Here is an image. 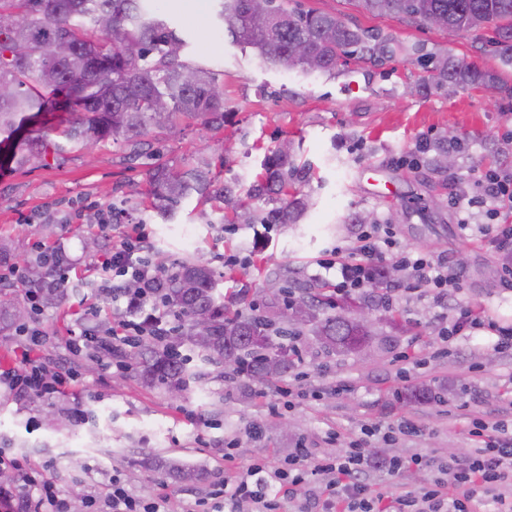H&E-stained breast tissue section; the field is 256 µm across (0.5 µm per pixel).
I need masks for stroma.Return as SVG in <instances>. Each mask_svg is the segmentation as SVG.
Wrapping results in <instances>:
<instances>
[{"label":"stroma","mask_w":512,"mask_h":512,"mask_svg":"<svg viewBox=\"0 0 512 512\" xmlns=\"http://www.w3.org/2000/svg\"><path fill=\"white\" fill-rule=\"evenodd\" d=\"M155 2L188 40V59L217 73L224 127L190 122L175 139L149 132L146 150L134 158L126 146L105 142L90 154L72 150L21 171L1 169L0 241L16 259L35 256L41 242L63 248L80 271L142 224L156 244L153 264L169 269L205 259L218 277L217 293L262 304L285 285L335 280L318 259L351 247L359 218L382 223L394 213L402 246L452 261L464 257L457 303L512 318V290L501 283L498 255L460 230L464 221L487 223L485 208L462 211L452 203L456 196L479 198L485 172L512 171V102L474 86L406 94L424 72L401 54L376 67L352 60L331 75L273 68L214 28L213 0ZM301 3L336 13L349 25L381 30L403 45L422 43L500 70L470 35L367 15L350 0ZM500 72L512 85V72ZM451 129L461 145L452 167L415 160L420 144L436 150ZM284 138L294 142L295 162L305 172L296 191L310 200L299 223L230 224L198 195L182 201L174 222L163 223L153 211L147 174L157 165L204 159L218 182L237 181L244 191L260 175L267 150ZM404 277L399 271L391 278L390 308L379 307L372 290L360 294L381 321L373 347L336 353L307 331L296 339L303 354L299 371L264 383L195 359L192 369H205L207 376L178 398L146 383L111 337L100 336L96 359L73 355L70 332L93 331L116 318L139 322L147 312H130L124 302L84 284L69 289L62 303L30 310L26 324L41 335L37 363L44 373L74 369L77 384L62 396L27 399L0 385V459L13 462L14 478L47 466L69 512H86L87 497L104 496L116 475L144 500L165 489L168 512L193 506L211 512L206 498L213 483L234 476L224 465L230 440L239 467L261 460L276 468L287 466L300 448L314 459L345 457L360 438L369 462L366 480L385 496L415 492L436 479L452 484L444 466L475 450L468 434L472 418L487 421L494 436L512 435V412L504 409L512 400V353L494 350L492 337L479 334L458 337L451 354L436 355L441 309L430 293L401 289ZM294 385L300 396L271 414L268 403L278 388ZM418 387L442 391L443 402L403 401ZM408 419L417 433L398 434ZM414 456L424 457L425 466L389 471V459ZM177 464L196 468L198 479L182 482L173 470Z\"/></svg>","instance_id":"stroma-1"}]
</instances>
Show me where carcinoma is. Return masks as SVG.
<instances>
[{
  "label": "carcinoma",
  "instance_id": "carcinoma-1",
  "mask_svg": "<svg viewBox=\"0 0 512 512\" xmlns=\"http://www.w3.org/2000/svg\"><path fill=\"white\" fill-rule=\"evenodd\" d=\"M147 0H0V165L15 170L43 163L68 149L90 150L112 140L135 154L141 137L155 130L178 132L183 118L198 119L212 129L224 126V92L213 69L184 59L189 43L162 19L152 16ZM215 23L240 44L257 51L267 64L286 70L330 73L352 58L380 65L398 52L430 73L416 85L456 90L482 86L512 98V86L474 62L429 51L423 45L401 46L377 29L350 26L337 15L294 7L290 0H266L267 18H253L252 0H215ZM371 16L397 15L427 25L430 18L453 33L492 28L491 52L503 69L512 68V0H351ZM301 45L305 53L294 54ZM261 178L250 185L255 198H277L280 206L256 217L238 194L237 184L214 187L209 165L188 169L154 168L149 198L164 220L174 217L182 200L199 193L213 197L242 224H296L308 209L306 199L290 192L298 167L288 145L271 151ZM28 284L39 300L59 304L66 289L49 279L44 262L26 264ZM284 302L268 304L271 313L230 311L215 296L214 272L200 260H188L167 274L155 292L156 304L180 318L177 336L162 343L144 336L138 343L140 367L147 382L168 390H185L187 359L179 347L189 343L208 362L234 357L238 373L266 380L295 366L297 351L284 341L311 326L323 347L349 351L371 343L350 312L336 311V296L309 298V320L287 323ZM209 317V338H199L196 317Z\"/></svg>",
  "mask_w": 512,
  "mask_h": 512
}]
</instances>
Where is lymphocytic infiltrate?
I'll list each match as a JSON object with an SVG mask.
<instances>
[{
  "mask_svg": "<svg viewBox=\"0 0 512 512\" xmlns=\"http://www.w3.org/2000/svg\"><path fill=\"white\" fill-rule=\"evenodd\" d=\"M152 247L148 235L139 227H132L120 247L107 254L100 262L101 277L96 286L112 292L115 277L131 276L139 290L127 296L128 309L151 304L161 276L145 258ZM390 260L406 270L413 288H425L436 302L459 291L462 279L458 269L447 260L423 252L398 247L396 232L389 224H363L358 229L356 241L349 254L334 252L322 260L324 270H338L340 278L336 290L340 293L365 287L373 282L379 263ZM487 332L494 336V349L512 351V325L504 324L468 307H458L449 328L444 329L442 341H451L461 333ZM74 372L45 378L38 365H30L23 373L13 371L0 376V381L19 398L48 397L65 392L73 381ZM487 424L479 418L470 422L471 436L483 439L484 444L476 454L454 459L449 464L455 473L457 488L448 491L440 483L423 487L418 494L394 497L391 512H477L480 490L503 485L512 480V436L486 439ZM361 441H353L348 456L342 459L314 460L300 454L289 462L288 469L269 468L252 464L234 482L213 486L211 499L222 500L229 512H235L240 502L253 505L252 512H277L278 499L269 489L272 484L298 486L305 482L308 473L331 474L324 490L322 512H381L382 497L364 481V458ZM0 507L5 512H66V505L59 495L55 482L41 469L33 468L20 477L13 489H0Z\"/></svg>",
  "mask_w": 512,
  "mask_h": 512,
  "instance_id": "lymphocytic-infiltrate-1",
  "label": "lymphocytic infiltrate"
}]
</instances>
